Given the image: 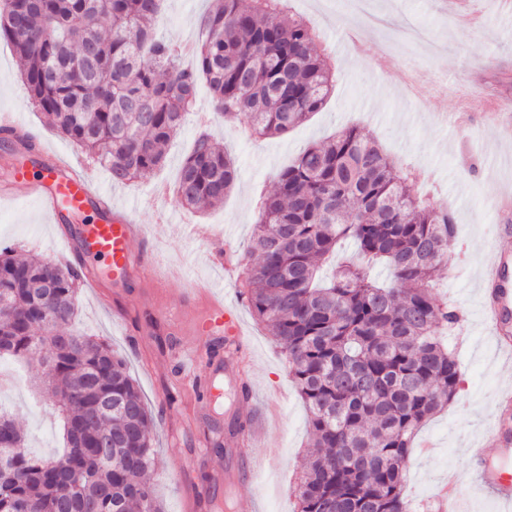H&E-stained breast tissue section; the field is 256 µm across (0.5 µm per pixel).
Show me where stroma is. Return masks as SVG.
<instances>
[{
    "mask_svg": "<svg viewBox=\"0 0 512 512\" xmlns=\"http://www.w3.org/2000/svg\"><path fill=\"white\" fill-rule=\"evenodd\" d=\"M369 20L352 21L338 0H293L316 33L320 53L336 70V89L321 111L287 134L255 139L244 125H225L211 108L206 84H199L194 112L168 147L163 167L135 182L116 186L109 175L53 130L30 104L19 62L0 39V111H9L38 132L40 143L111 191L117 207L131 211L150 243L155 282L135 279L100 288L81 284L74 324L108 341L126 359L153 415L154 466L150 481L165 512H296L295 477L310 452L306 413L281 350L255 320L242 295L245 282L224 283V259L240 269L256 260L250 240L259 191L274 187L276 173L306 147L356 127L375 136L399 168L421 170L414 196L448 206L457 222L454 259L433 288L436 301L459 309L460 326L451 337L462 382L456 400L429 419L418 434L432 454L413 449L406 490L425 512L441 483L458 493L464 512H501L476 479L481 462L512 476V459L496 448L484 461L469 451L481 445L497 413L500 388L512 387V358L501 355L492 325L481 314V274L497 252L512 254V211L500 194L512 189V12L507 0H464L468 24L449 13L445 0H367ZM210 0H164L156 22L162 36L196 43ZM208 130L238 166L236 187L223 205L189 213L172 195L183 160L199 130ZM168 223H157L158 213ZM54 223L24 192L0 199V247L60 261ZM236 307L249 362L243 377L252 393L216 377L210 397L197 394L179 362L197 343L189 297L196 285ZM26 365L12 389L0 396L28 436L33 454L58 448V423L49 400ZM235 419L265 422L269 436L250 459L236 451L212 453L223 429ZM240 474L225 484L229 471Z\"/></svg>",
    "mask_w": 512,
    "mask_h": 512,
    "instance_id": "1",
    "label": "stroma"
}]
</instances>
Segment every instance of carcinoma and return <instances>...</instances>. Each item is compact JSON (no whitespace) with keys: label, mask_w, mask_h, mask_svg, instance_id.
I'll return each instance as SVG.
<instances>
[{"label":"carcinoma","mask_w":512,"mask_h":512,"mask_svg":"<svg viewBox=\"0 0 512 512\" xmlns=\"http://www.w3.org/2000/svg\"><path fill=\"white\" fill-rule=\"evenodd\" d=\"M163 0H0V38L20 60L31 104L126 184L165 163L204 80L211 105L251 136L282 135L336 83L312 29L287 0H212L196 67L155 37ZM236 161L208 133L184 160L175 199L224 201ZM416 175L367 134L308 147L259 198L244 295L286 356L315 451L297 512H411L406 463L422 423L456 396L461 373L438 328L459 315L431 282L450 263L454 216L409 192ZM385 263L394 286L368 269ZM81 277L67 264L0 249V359L40 368L63 422L55 457L29 454L0 408V512H163L146 480L152 416L125 359L71 328Z\"/></svg>","instance_id":"1"}]
</instances>
